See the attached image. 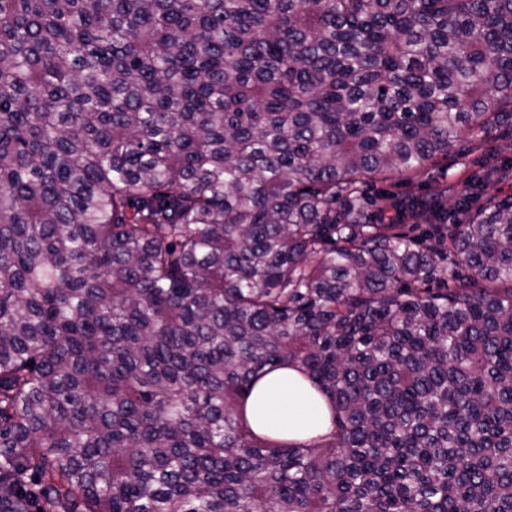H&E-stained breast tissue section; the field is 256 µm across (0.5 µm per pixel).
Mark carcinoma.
<instances>
[{"label": "carcinoma", "mask_w": 512, "mask_h": 512, "mask_svg": "<svg viewBox=\"0 0 512 512\" xmlns=\"http://www.w3.org/2000/svg\"><path fill=\"white\" fill-rule=\"evenodd\" d=\"M504 122L512 0H0V512H512V193L370 195ZM246 416L261 434L304 440L330 427L326 398L297 370L280 366L263 376L254 386Z\"/></svg>", "instance_id": "carcinoma-1"}]
</instances>
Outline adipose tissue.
<instances>
[{"label":"adipose tissue","instance_id":"obj_1","mask_svg":"<svg viewBox=\"0 0 512 512\" xmlns=\"http://www.w3.org/2000/svg\"><path fill=\"white\" fill-rule=\"evenodd\" d=\"M246 416L261 434L304 440L330 426L326 398L297 370L280 366L254 386Z\"/></svg>","mask_w":512,"mask_h":512}]
</instances>
